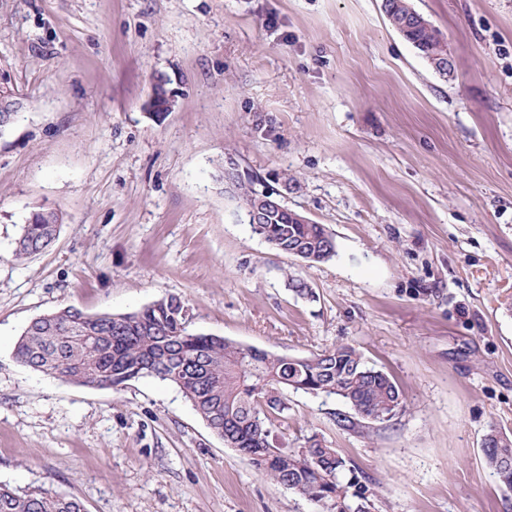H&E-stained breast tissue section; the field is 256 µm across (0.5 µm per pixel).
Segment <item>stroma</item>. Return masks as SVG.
<instances>
[{
	"label": "stroma",
	"instance_id": "1",
	"mask_svg": "<svg viewBox=\"0 0 512 512\" xmlns=\"http://www.w3.org/2000/svg\"><path fill=\"white\" fill-rule=\"evenodd\" d=\"M445 36L440 77L382 0H0V483L86 512H324L224 444L173 384L36 371L40 315L129 313L169 294L190 330L285 356L340 344L401 388L349 430L336 397L288 393L276 434L362 471L377 512H512L483 463L512 435V0H410ZM176 100L150 114L156 78ZM324 225L308 263L253 233L220 179ZM62 217L19 259L26 218ZM304 280L315 297L295 295Z\"/></svg>",
	"mask_w": 512,
	"mask_h": 512
}]
</instances>
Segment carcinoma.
I'll return each mask as SVG.
<instances>
[{
  "mask_svg": "<svg viewBox=\"0 0 512 512\" xmlns=\"http://www.w3.org/2000/svg\"><path fill=\"white\" fill-rule=\"evenodd\" d=\"M390 26L403 31L426 54L448 55L434 28L403 25L408 0H386ZM61 216L53 210L31 214L16 239L19 259L55 242ZM252 231L275 251L321 263L336 253L322 224H290L285 211L270 213ZM181 297H161L131 313L84 314L63 308L37 317L19 338L16 359L46 375L91 386L117 388L153 377L176 385L224 444L238 449L268 478L328 512H373L374 492L362 472L336 449L311 438L304 448H282L272 427L288 411V390L335 396L349 410L342 427L363 420L383 422L403 407L400 387L386 373L368 366L351 345L306 357H288L246 348L219 336L194 333ZM483 459L499 482L512 490V436L494 428ZM0 512H85L75 497L48 490L19 491L0 484Z\"/></svg>",
  "mask_w": 512,
  "mask_h": 512,
  "instance_id": "1",
  "label": "carcinoma"
}]
</instances>
